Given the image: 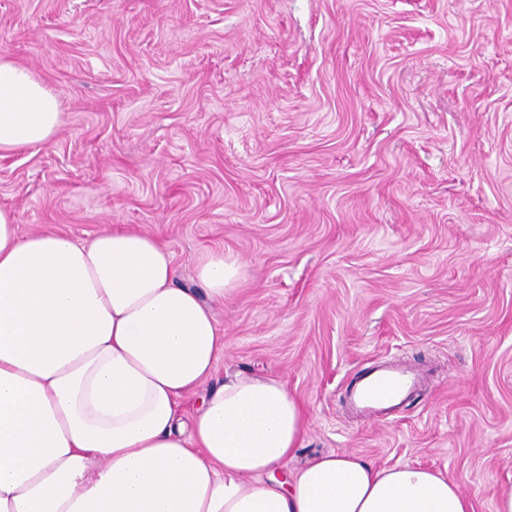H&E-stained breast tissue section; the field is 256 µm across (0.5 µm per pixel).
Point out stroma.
<instances>
[{"label": "stroma", "mask_w": 512, "mask_h": 512, "mask_svg": "<svg viewBox=\"0 0 512 512\" xmlns=\"http://www.w3.org/2000/svg\"><path fill=\"white\" fill-rule=\"evenodd\" d=\"M59 98L47 145L0 157L21 232L128 224L179 286L224 250L214 372L282 379L291 468L353 452L447 471L494 512L512 484V0H0V54ZM429 370L383 422L379 362ZM198 280L215 301H223L224 293L233 289L243 277L237 256L222 251H211L200 256L195 265Z\"/></svg>", "instance_id": "obj_1"}]
</instances>
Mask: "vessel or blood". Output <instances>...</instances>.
I'll return each instance as SVG.
<instances>
[{
    "label": "vessel or blood",
    "mask_w": 512,
    "mask_h": 512,
    "mask_svg": "<svg viewBox=\"0 0 512 512\" xmlns=\"http://www.w3.org/2000/svg\"><path fill=\"white\" fill-rule=\"evenodd\" d=\"M417 376L401 362L391 360L376 365L347 390L356 411L380 421L387 420L394 408L417 386Z\"/></svg>",
    "instance_id": "b4317fda"
}]
</instances>
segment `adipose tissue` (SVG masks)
Segmentation results:
<instances>
[{"label": "adipose tissue", "mask_w": 512, "mask_h": 512, "mask_svg": "<svg viewBox=\"0 0 512 512\" xmlns=\"http://www.w3.org/2000/svg\"><path fill=\"white\" fill-rule=\"evenodd\" d=\"M61 127L53 93L1 54L0 154ZM195 271L211 301L243 277L221 251ZM210 303L153 234L24 235L0 208V512H473L428 467L342 452L289 469L306 414L277 378L236 374L181 421L224 346Z\"/></svg>", "instance_id": "ef3b65f1"}]
</instances>
